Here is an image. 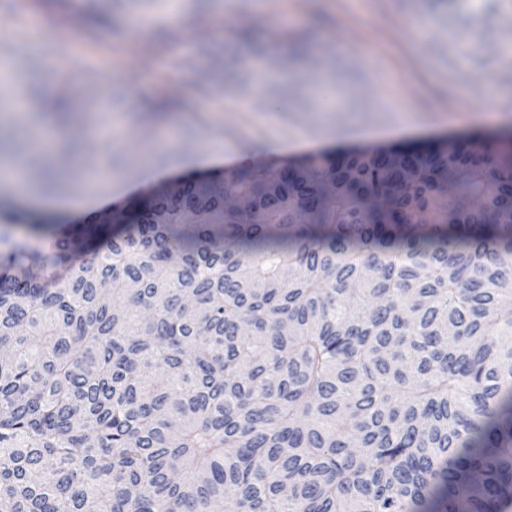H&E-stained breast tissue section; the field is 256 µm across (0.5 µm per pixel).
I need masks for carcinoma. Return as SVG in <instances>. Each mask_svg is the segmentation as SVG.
<instances>
[{
  "label": "carcinoma",
  "mask_w": 512,
  "mask_h": 512,
  "mask_svg": "<svg viewBox=\"0 0 512 512\" xmlns=\"http://www.w3.org/2000/svg\"><path fill=\"white\" fill-rule=\"evenodd\" d=\"M250 201L244 221L224 201ZM0 512H504L512 138L0 194Z\"/></svg>",
  "instance_id": "carcinoma-1"
}]
</instances>
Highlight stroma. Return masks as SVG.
Segmentation results:
<instances>
[{"label":"stroma","mask_w":512,"mask_h":512,"mask_svg":"<svg viewBox=\"0 0 512 512\" xmlns=\"http://www.w3.org/2000/svg\"><path fill=\"white\" fill-rule=\"evenodd\" d=\"M98 0L106 33L64 38L47 17L0 0V136H25L35 112L52 131L66 95L74 127L51 156L5 151L27 181L77 161L80 181L34 200L90 199L88 210L160 181L221 168L380 145L512 134V0ZM40 40L31 44L30 30ZM302 35L298 54L280 28ZM176 97L157 118L143 95ZM160 170L149 177L145 166ZM85 210V211H88ZM80 209L61 211L74 222Z\"/></svg>","instance_id":"stroma-1"}]
</instances>
